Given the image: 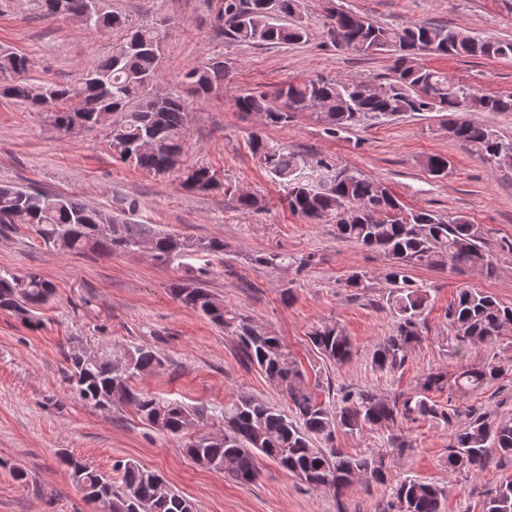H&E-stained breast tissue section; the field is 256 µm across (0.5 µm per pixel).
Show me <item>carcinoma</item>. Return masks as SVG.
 <instances>
[{
	"instance_id": "cac0c4a2",
	"label": "carcinoma",
	"mask_w": 512,
	"mask_h": 512,
	"mask_svg": "<svg viewBox=\"0 0 512 512\" xmlns=\"http://www.w3.org/2000/svg\"><path fill=\"white\" fill-rule=\"evenodd\" d=\"M43 15L60 10L85 14L89 31L123 29L125 38L112 56L95 64L76 84L34 85L25 74L28 59L0 52V96L26 103L37 112H49L54 124L69 133L75 129L71 110L58 105L79 101L83 127L109 123V145L122 162L155 176H164L186 150V100L161 96L157 63L161 34L152 24L131 25L105 7V0H40ZM303 0H218L217 16L224 39L231 44L295 45L307 41L309 30L302 20ZM328 32L337 43L360 55L390 54L396 57L394 76L372 85L364 80L310 79L290 83L271 96L265 91L247 92L235 99L244 116L258 115L267 126H284L297 112L308 111L333 137L363 121L377 122L393 116L420 112H512V95L480 91L448 76V73L415 63L417 56L512 58V40L472 35L444 25H387L350 11L330 15ZM226 65L216 61L193 66L183 75L188 96L202 100L224 81ZM448 138L473 146L488 161L512 155V138L491 127L463 118L448 119ZM249 145L268 175L286 192L289 209L309 220L336 225L337 236L381 251L390 259L384 279L390 286L385 304L396 318L392 333L372 355L380 371L400 367L408 351L422 338L420 317L430 302L426 290L409 277L419 265L451 267L459 272L494 273L492 253L479 225L463 215L442 217L432 211H408L380 180L358 170L339 166L331 157L314 158L315 165L332 178L319 187L304 178L308 156L258 132ZM434 177L448 173V158L431 155L424 162ZM206 166L183 172L182 186L206 192L220 185ZM25 225L43 243L62 253L87 250L139 251L154 259L174 263L192 255L224 253V240L216 237L188 239L157 232L143 224L118 223L100 210L41 191L31 186L0 184V229ZM172 295L185 307L207 316L215 325L231 328L238 337L242 359L257 368L284 396L287 413L253 397L240 396L224 404V430L216 436L191 437L183 444L186 456L209 470L222 472L238 483L256 480V459L267 457L310 486L343 495L364 480L391 481L385 455H350L331 445L336 431L351 434L366 429L395 427L411 414L446 417L450 427L448 467L479 470L493 453L512 456V418L489 423L474 413L445 414L424 394L404 401L381 397L362 389L340 392L334 408L319 401L308 387L302 370L290 359L280 337L255 324L248 316L224 305L206 288L177 284ZM53 284L38 272L21 275L0 271V310L28 312L50 302ZM448 320L456 330L454 351L465 355L473 346L496 339L512 327V306L491 294L464 288L448 306ZM312 345L327 360L342 365L352 360L355 346L339 325L320 323L309 332ZM67 379L79 396L97 407L114 402L133 406L149 424L182 437L201 415L176 400H162L132 386V380L163 366L152 349L124 347L104 360L81 351L65 354ZM505 372L501 365L467 367L453 379L460 390L480 388ZM448 385L443 371L426 374L424 393ZM320 439L327 448L315 446ZM59 459L79 488L99 490L109 501V512H194L193 503L169 486L163 477L136 461L118 466L120 483L84 459L62 451ZM396 512H444L442 490L429 482L405 478L395 483ZM485 512H512V479L501 483L485 504Z\"/></svg>"
}]
</instances>
